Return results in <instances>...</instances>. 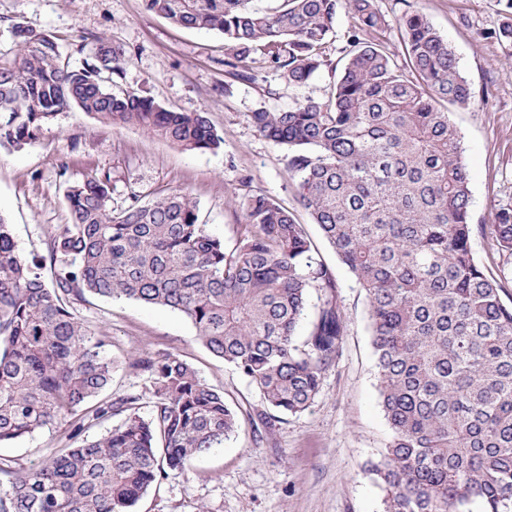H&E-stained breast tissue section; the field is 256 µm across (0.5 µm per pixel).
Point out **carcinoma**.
I'll return each instance as SVG.
<instances>
[{
	"mask_svg": "<svg viewBox=\"0 0 512 512\" xmlns=\"http://www.w3.org/2000/svg\"><path fill=\"white\" fill-rule=\"evenodd\" d=\"M188 29L224 35V65L236 78L253 65L290 84L324 63L340 7L354 24L341 73L324 99L250 113L254 128L288 149L298 201L366 292L377 388L392 431L372 471L385 512L512 509V306L477 264L469 175L461 136L441 103L465 104L471 88L448 41L422 14L400 19L408 67L379 42L386 19L375 0H144ZM17 47L0 63V146L40 140L71 107L114 127L137 125L188 152L223 139L208 113L176 112L140 91H112L125 51L98 40L92 60L70 66L57 38L21 22ZM108 171L67 186L70 223L49 241L56 266L18 252L0 216V443L65 420L70 444L42 450L38 466L0 462V512H130L170 470L224 445L238 428L224 394L175 353L129 366L148 375L144 394L90 404L112 382L108 336L75 305L93 295L183 314L208 351L260 392L268 408H309L339 358L346 322L339 284L294 215L264 194L244 201L234 246L199 222V204L172 191L112 208ZM512 255V205L493 220ZM318 312L302 344L311 296ZM120 417L102 437L77 441Z\"/></svg>",
	"mask_w": 512,
	"mask_h": 512,
	"instance_id": "carcinoma-1",
	"label": "carcinoma"
}]
</instances>
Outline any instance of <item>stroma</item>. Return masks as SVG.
Listing matches in <instances>:
<instances>
[{
    "instance_id": "35a3bbf8",
    "label": "stroma",
    "mask_w": 512,
    "mask_h": 512,
    "mask_svg": "<svg viewBox=\"0 0 512 512\" xmlns=\"http://www.w3.org/2000/svg\"><path fill=\"white\" fill-rule=\"evenodd\" d=\"M388 26L387 54L406 64L399 20L405 12L427 17L453 48L473 96L448 104L462 137L469 173L472 251L483 272L498 281L512 305V256L491 232L493 215L512 203V45L497 33L512 17L505 0H376ZM21 21L58 37L72 65L83 57L78 43L96 38L121 44L126 55L113 90L147 91L178 112H208L220 149L186 152L147 130L114 128L78 108L60 112L40 142L15 149L0 146V214L8 218L19 252L48 257L47 242L69 221L67 184L110 171L112 205L125 208L132 195L148 201L173 190L199 203L208 232L233 246L247 195L262 193L290 210L320 257L334 270L338 305L346 320L342 355L326 371L311 406L266 424L259 392L232 366L213 356L183 315L127 300L88 297L76 314L106 334L109 357L122 366L109 395L145 391V373L128 367L143 353H175L197 368L201 379L223 392L238 414L239 428L223 446L169 472L138 499L132 512H384L386 490L370 472L391 439L377 391V369L364 291L338 259L318 225L298 203L296 181L285 167L282 146L259 134L249 114L259 107L283 110L309 97L324 98L335 80L329 68L294 85L258 68L252 79L229 75L224 38L186 29L145 10L143 0H0V63L13 59L9 30ZM61 421L33 436L0 445V459L35 467L42 449L67 443Z\"/></svg>"
}]
</instances>
